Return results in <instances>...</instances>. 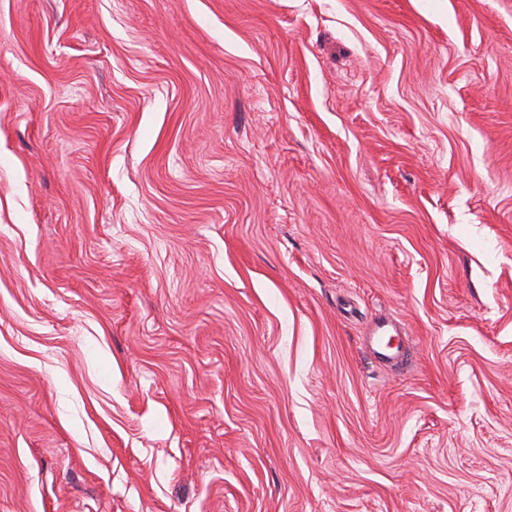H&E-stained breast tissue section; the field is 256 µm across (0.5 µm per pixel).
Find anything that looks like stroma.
<instances>
[{
  "mask_svg": "<svg viewBox=\"0 0 512 512\" xmlns=\"http://www.w3.org/2000/svg\"><path fill=\"white\" fill-rule=\"evenodd\" d=\"M0 512H512V0H0Z\"/></svg>",
  "mask_w": 512,
  "mask_h": 512,
  "instance_id": "obj_1",
  "label": "stroma"
}]
</instances>
